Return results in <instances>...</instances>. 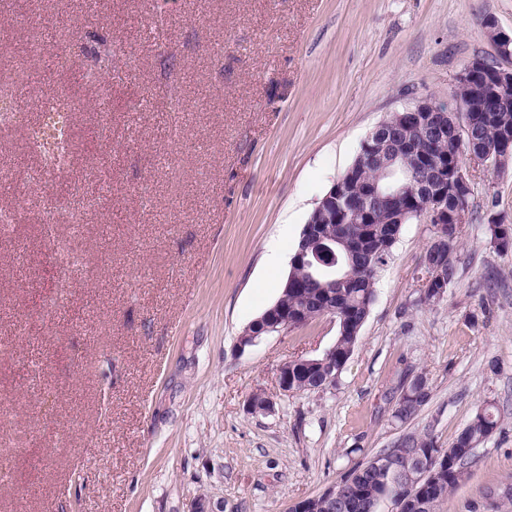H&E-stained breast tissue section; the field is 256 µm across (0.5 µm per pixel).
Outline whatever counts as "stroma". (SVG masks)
Listing matches in <instances>:
<instances>
[{
	"label": "stroma",
	"mask_w": 512,
	"mask_h": 512,
	"mask_svg": "<svg viewBox=\"0 0 512 512\" xmlns=\"http://www.w3.org/2000/svg\"><path fill=\"white\" fill-rule=\"evenodd\" d=\"M0 73L28 122L40 100L73 113L72 168L45 170L24 127L0 130V512H287L407 432L449 446L499 410L471 478L438 512H512V160H466L472 221L457 276L418 305L433 225H403L377 273L354 352L321 390L282 392L277 370L336 341L330 315L240 348L281 295L304 224L386 116L447 102L463 66L498 55L512 0H9ZM34 20L40 50L28 48ZM112 45V110L84 73ZM80 230L44 222L71 192ZM66 240L82 269L57 287ZM281 260L270 267L269 254ZM427 376L411 421L398 380ZM262 394L271 411L250 408ZM486 34L490 42L503 56L512 55V32L511 34L502 30L494 19L487 18L484 21ZM398 396L395 400L392 417L401 423L413 420L430 397L429 385L416 386L411 383L406 387L403 382L398 386Z\"/></svg>",
	"instance_id": "obj_1"
}]
</instances>
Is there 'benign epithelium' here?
<instances>
[{"mask_svg":"<svg viewBox=\"0 0 512 512\" xmlns=\"http://www.w3.org/2000/svg\"><path fill=\"white\" fill-rule=\"evenodd\" d=\"M490 42L503 56L512 55V33L502 30L491 18L484 21ZM456 83L466 84L471 90L472 101L480 103L481 112H508L512 110V99L505 90L512 88V69L492 65L482 58L468 62L458 74ZM472 105L454 98L446 103L420 98L405 105L398 111L399 120L393 125H377L367 136L364 145L369 152L368 161L377 166L387 177L396 172L399 147L412 143L415 133H423L430 140L440 142L448 137H468L475 141L480 122L472 115ZM498 154L493 166L512 158V129L504 126L497 145ZM418 182L412 194L406 195L393 183L373 184V190L366 194L376 204H387L396 213V223L406 224L410 220H424L441 229L445 224L457 228L468 223L472 207L471 197L459 196L454 210H448V194L458 192L461 186L471 187L467 169L462 163H430L423 158L418 166ZM356 175L353 169L340 176L327 194L315 206L312 218L304 225L299 238L300 245L291 258L292 275L286 282L288 288H302L305 283H319L330 276V269L336 264V246L348 250L346 242L329 240L324 225L334 224L341 216L345 223L358 224L360 218H369L368 213H347L345 202L353 191ZM303 311L293 313L274 306L256 319L240 336L241 347L253 346L263 337L282 330H288L298 323ZM402 457L399 452H390L375 459L374 465L394 475L401 469Z\"/></svg>","mask_w":512,"mask_h":512,"instance_id":"7a95c632","label":"benign epithelium"}]
</instances>
